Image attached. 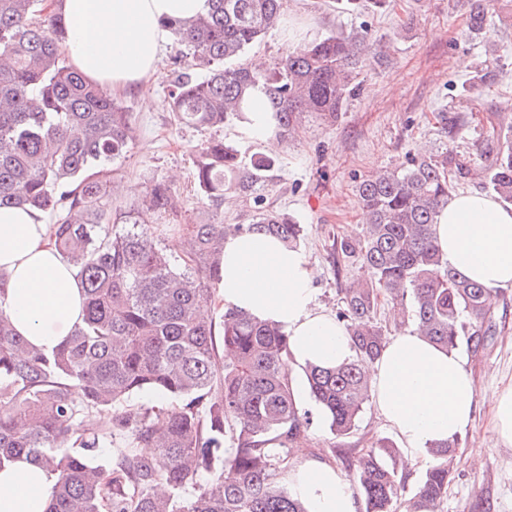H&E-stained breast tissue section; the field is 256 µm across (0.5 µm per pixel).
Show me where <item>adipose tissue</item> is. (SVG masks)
I'll return each mask as SVG.
<instances>
[{
    "label": "adipose tissue",
    "mask_w": 512,
    "mask_h": 512,
    "mask_svg": "<svg viewBox=\"0 0 512 512\" xmlns=\"http://www.w3.org/2000/svg\"><path fill=\"white\" fill-rule=\"evenodd\" d=\"M207 0H55L67 27L63 51L71 66L109 94L145 91L170 38L164 22L204 13ZM451 267L485 288H512V207L487 195L449 197L435 226ZM52 227L29 210L0 208V270L9 275L0 308L17 333L35 346L62 344L82 313V293L72 269L51 243ZM309 255L256 233L224 241L225 303L288 334L291 365L326 367L351 355L350 340L335 317L317 310ZM374 405L397 434L409 466L428 447L460 435L471 422L477 388L463 358L409 330L391 337L369 371ZM51 480L29 458L0 471V512H47ZM288 486L308 512H358L346 475L320 460L288 476Z\"/></svg>",
    "instance_id": "ef3b65f1"
}]
</instances>
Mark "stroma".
I'll return each mask as SVG.
<instances>
[{
    "mask_svg": "<svg viewBox=\"0 0 512 512\" xmlns=\"http://www.w3.org/2000/svg\"><path fill=\"white\" fill-rule=\"evenodd\" d=\"M287 15L319 37L334 30L362 26L388 56L380 69L368 70L358 95L333 124L305 118L297 134L281 142L280 162L272 181L260 188L266 207L294 215L304 226L302 249L315 271L316 305L335 314L343 290L359 269L346 261L337 267L330 257V237H359L364 232L355 187L379 170L405 165L408 154L446 147L473 170L490 158L484 147L494 130L512 125V29L492 26L499 45L502 74L495 82L470 89L475 65L484 58L482 43L472 40L461 0H395L381 14L354 16L336 11L334 0H287ZM170 40L146 93L119 95L132 114L134 140L114 167L120 189H109L114 208H127L134 187L152 178L175 183L182 199L169 216L173 231L165 245L181 244L180 225L196 222L200 205L193 185L196 146L220 137L236 144L242 156L261 151L239 122L216 130L176 125L170 112L168 84L172 57L182 53ZM447 112L450 132H442L435 116ZM497 333L484 355L467 359L477 387L474 418L461 433L455 478L442 512H512V447H504L491 420V393L512 383V288L501 290L494 308ZM313 423L302 444L311 456L318 449L368 448L376 439L396 441L394 431L367 406L358 428L334 437L311 399Z\"/></svg>",
    "mask_w": 512,
    "mask_h": 512,
    "instance_id": "35a3bbf8",
    "label": "stroma"
}]
</instances>
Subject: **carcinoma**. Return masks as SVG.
<instances>
[{"label": "carcinoma", "instance_id": "cac0c4a2", "mask_svg": "<svg viewBox=\"0 0 512 512\" xmlns=\"http://www.w3.org/2000/svg\"><path fill=\"white\" fill-rule=\"evenodd\" d=\"M209 10L165 27L187 52L173 61L174 120L199 129L247 120L254 91L265 96L274 134L291 137L302 119L334 123L360 90L362 75L387 62L362 27L329 32L272 65L248 61L270 31L288 29L285 0H208ZM391 0H336L342 13L388 8ZM467 28L485 46L471 88L497 78L500 56L489 13L512 28V0H465ZM64 18L47 0H0V206L56 212L55 246L85 297L81 320L51 350L26 347L0 308V470L25 455L51 478L48 512H307L288 488L293 446L310 428L296 393L288 335L229 306L213 317L224 240L263 233L297 247L303 225L266 210L259 185L276 158L211 138L195 150L203 206L183 228L176 259L159 240L158 218L180 208V194L153 179L124 211L108 201L111 165L133 140L131 113L85 80L62 56ZM482 189L512 205V126L496 134ZM471 170L442 149L381 170L357 186L366 231L333 241L361 270L335 315L352 355L335 367L304 366L310 398L330 430L351 434L372 401L367 370L387 343L381 303L400 324L448 351L481 356L495 335L498 294L448 265L436 217ZM235 193L256 209L250 224L210 219ZM154 398L129 408L134 395ZM120 442L112 467L93 463L104 441ZM459 439L431 445L432 464L410 498L400 449L387 440L348 458L362 512H440ZM143 448L162 452L147 456ZM188 489L193 493L184 495Z\"/></svg>", "mask_w": 512, "mask_h": 512}]
</instances>
